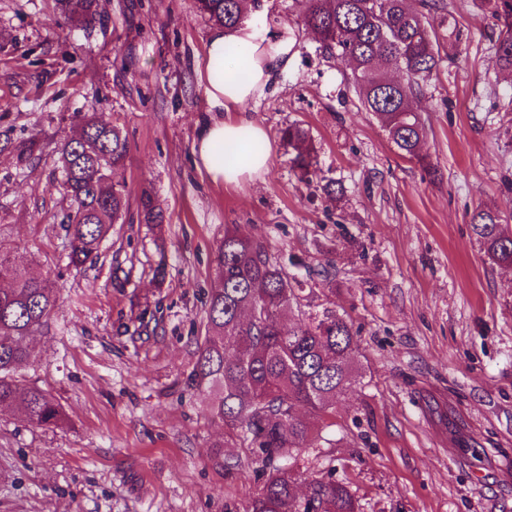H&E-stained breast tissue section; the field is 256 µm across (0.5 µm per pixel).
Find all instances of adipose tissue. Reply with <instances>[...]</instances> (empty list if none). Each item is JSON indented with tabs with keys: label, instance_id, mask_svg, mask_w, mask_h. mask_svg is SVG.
<instances>
[{
	"label": "adipose tissue",
	"instance_id": "obj_1",
	"mask_svg": "<svg viewBox=\"0 0 512 512\" xmlns=\"http://www.w3.org/2000/svg\"><path fill=\"white\" fill-rule=\"evenodd\" d=\"M296 42L295 28L286 23H248L230 33L220 28L210 33L197 79L218 117L200 129L196 146L199 163L213 180L236 184L267 169L272 144L243 106L287 73ZM229 45L236 46L235 55H226Z\"/></svg>",
	"mask_w": 512,
	"mask_h": 512
}]
</instances>
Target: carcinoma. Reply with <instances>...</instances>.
Segmentation results:
<instances>
[{
	"mask_svg": "<svg viewBox=\"0 0 512 512\" xmlns=\"http://www.w3.org/2000/svg\"><path fill=\"white\" fill-rule=\"evenodd\" d=\"M500 23L493 68L512 76V0H473ZM95 0H65L68 19L94 16ZM197 8L227 29L245 23V0H196ZM303 0L302 21L317 35L320 50L352 68L351 83L363 109L385 127L401 156L425 160L424 122L412 106L438 65L437 29L460 36L444 0ZM298 178L316 176L307 130H283ZM130 151L119 126L94 114L80 119L79 132L58 149L61 172L74 204L63 228L70 240L69 264L93 261L111 225L128 207L122 171ZM140 222L156 227L163 212L152 193L140 197ZM473 232L488 257L512 266V220L492 208L476 211ZM24 255L0 236V408L15 411L36 427H60L66 416L48 392L22 384L20 371L39 359L31 336L56 303L51 282L19 272ZM302 283L272 260L263 243L236 224L224 225L214 260V286L207 294L205 336L188 383L212 419L224 424L215 455L240 439L263 464V486L250 512H359L349 486L333 476L314 479L307 496L296 490L292 471L279 465L311 437V416L333 415L336 397L349 392L360 369L352 352V324L335 310L301 308Z\"/></svg>",
	"mask_w": 512,
	"mask_h": 512,
	"instance_id": "1",
	"label": "carcinoma"
}]
</instances>
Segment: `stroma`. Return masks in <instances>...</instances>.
Listing matches in <instances>:
<instances>
[{
	"instance_id": "1",
	"label": "stroma",
	"mask_w": 512,
	"mask_h": 512,
	"mask_svg": "<svg viewBox=\"0 0 512 512\" xmlns=\"http://www.w3.org/2000/svg\"><path fill=\"white\" fill-rule=\"evenodd\" d=\"M446 3L461 36L440 30L413 102L422 165L361 110L349 66L301 28L299 0H260V22L299 26V40L247 107L273 143L269 168L235 186L194 153L214 118L196 79L214 24L194 0H99L88 25L58 0H0V224L30 255L22 273L58 290L23 377L68 418L39 428L0 411V512H248L259 464L242 442L215 456L224 428L187 383L228 224L305 280L308 309L333 304L358 332L363 378L317 423L293 465L300 484L333 476L361 512H512V270L470 224L484 206L512 216V84L492 66L495 21L472 0ZM92 113L128 137L129 207L77 271L57 149ZM293 123L315 146L309 184L281 138ZM31 138L19 162L13 147ZM331 178L340 199L322 191ZM145 189L161 227L139 220ZM321 267L334 285L309 277Z\"/></svg>"
}]
</instances>
